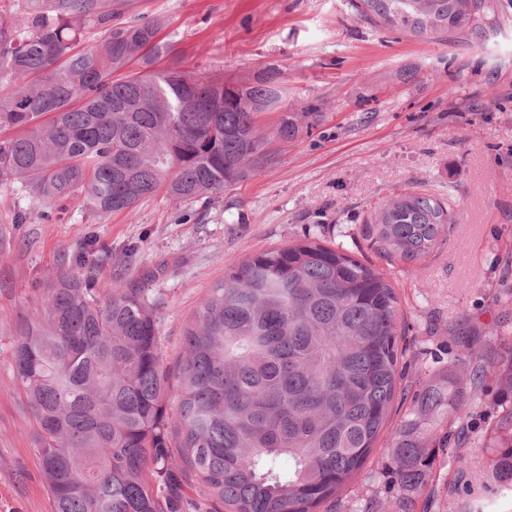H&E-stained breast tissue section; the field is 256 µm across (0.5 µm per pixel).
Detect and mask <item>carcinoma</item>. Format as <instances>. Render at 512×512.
Returning <instances> with one entry per match:
<instances>
[{
	"label": "carcinoma",
	"mask_w": 512,
	"mask_h": 512,
	"mask_svg": "<svg viewBox=\"0 0 512 512\" xmlns=\"http://www.w3.org/2000/svg\"><path fill=\"white\" fill-rule=\"evenodd\" d=\"M358 16L414 40L473 34L488 0H352ZM162 22L132 0H7L0 8V181L45 208L76 194L96 215L159 190L183 201L246 179L267 157L259 114L283 101L282 73L222 79L175 60L153 71ZM318 109L283 110L291 140ZM455 223L445 199L395 193L365 240L389 260L427 257ZM82 251L49 275L12 349L55 512H181L172 449L224 512H323L363 470L389 422L392 483L420 492L435 449L466 444V400L496 374L486 434L498 492H512V350L469 341L431 353L411 385L399 297L385 270L343 243L305 236L233 260L184 332L172 390L149 289L100 299ZM181 431L169 433L166 400ZM456 420L458 427L448 425ZM288 459V468L281 459Z\"/></svg>",
	"instance_id": "obj_1"
}]
</instances>
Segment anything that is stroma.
Segmentation results:
<instances>
[{"instance_id":"35a3bbf8","label":"stroma","mask_w":512,"mask_h":512,"mask_svg":"<svg viewBox=\"0 0 512 512\" xmlns=\"http://www.w3.org/2000/svg\"><path fill=\"white\" fill-rule=\"evenodd\" d=\"M493 9L475 36L416 41L359 18L351 0H135L159 18L170 52L211 76L250 80L282 70V105H315L312 128L290 141L272 137L279 113L261 114L268 158L211 198L159 194L133 211L97 216L82 196L64 211L37 207L0 181V512H55L36 451L33 416L13 369L22 315L35 312L46 276L63 255L91 252L101 296L140 286L161 298L159 352L177 386L187 323L229 260L304 234L345 246L363 242L372 208L393 193L450 196L456 222L424 260L389 267L406 325L409 379L429 349L478 338L488 352L512 349V0ZM27 223H15L18 213ZM497 388L488 376L470 396L464 454L480 453ZM385 446L374 448L336 512H512L492 496L489 469L468 470L438 452L421 493L390 485Z\"/></svg>"}]
</instances>
